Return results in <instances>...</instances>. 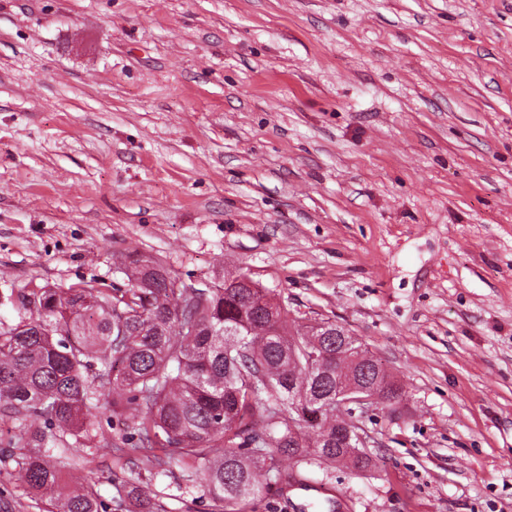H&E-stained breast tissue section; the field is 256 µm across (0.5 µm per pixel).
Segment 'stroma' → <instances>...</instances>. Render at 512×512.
I'll return each mask as SVG.
<instances>
[{
	"mask_svg": "<svg viewBox=\"0 0 512 512\" xmlns=\"http://www.w3.org/2000/svg\"><path fill=\"white\" fill-rule=\"evenodd\" d=\"M131 253L249 274L400 388L359 419L370 467L254 512H512V0H0V326ZM90 422L54 458H92L100 512L125 482L211 512ZM7 432L0 512H39Z\"/></svg>",
	"mask_w": 512,
	"mask_h": 512,
	"instance_id": "obj_1",
	"label": "stroma"
}]
</instances>
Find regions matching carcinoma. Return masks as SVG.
<instances>
[{
    "label": "carcinoma",
    "mask_w": 512,
    "mask_h": 512,
    "mask_svg": "<svg viewBox=\"0 0 512 512\" xmlns=\"http://www.w3.org/2000/svg\"><path fill=\"white\" fill-rule=\"evenodd\" d=\"M127 283L32 288L21 295L36 316L0 327V411L27 427L37 447L20 474L42 512H99L95 484L61 491L50 462L71 437L99 434L85 415L102 406L129 422L138 446L126 449L165 475L173 463L214 512H244L272 488L284 493L308 474L369 466L360 448L336 447L358 431L360 414L305 403L336 393V370L363 375L336 340L311 336L266 288L175 287L159 258L129 255ZM330 359L310 369L312 356ZM41 418L44 427L27 424ZM130 512H162L138 486L122 484Z\"/></svg>",
    "instance_id": "carcinoma-1"
}]
</instances>
